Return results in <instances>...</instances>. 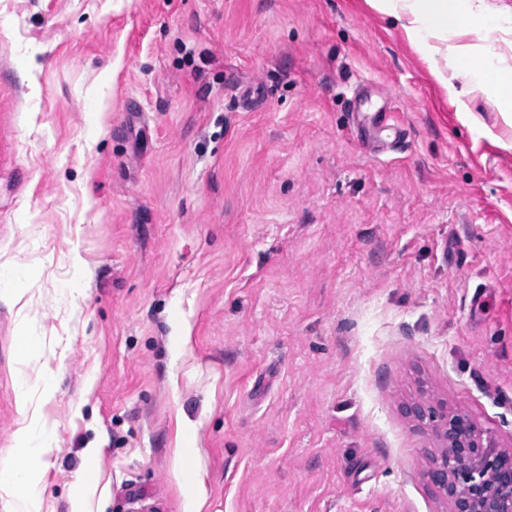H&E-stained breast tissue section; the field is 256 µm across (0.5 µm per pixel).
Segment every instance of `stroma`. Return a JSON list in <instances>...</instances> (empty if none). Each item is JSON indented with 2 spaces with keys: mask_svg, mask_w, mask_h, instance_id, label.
<instances>
[{
  "mask_svg": "<svg viewBox=\"0 0 512 512\" xmlns=\"http://www.w3.org/2000/svg\"><path fill=\"white\" fill-rule=\"evenodd\" d=\"M453 67L369 0H0V452L26 391L41 512L89 448L91 512H186L188 451L205 512H444L431 393L512 448V125Z\"/></svg>",
  "mask_w": 512,
  "mask_h": 512,
  "instance_id": "stroma-1",
  "label": "stroma"
}]
</instances>
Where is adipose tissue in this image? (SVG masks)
<instances>
[{"instance_id": "obj_1", "label": "adipose tissue", "mask_w": 512, "mask_h": 512, "mask_svg": "<svg viewBox=\"0 0 512 512\" xmlns=\"http://www.w3.org/2000/svg\"><path fill=\"white\" fill-rule=\"evenodd\" d=\"M381 12L401 23L410 41L423 52L432 51L433 41L468 33L498 31L496 20L480 13L464 11L462 0H371ZM454 52V76L467 87H490L503 115L512 114V71L494 65L478 54L474 46H457ZM54 433L39 416L14 437L15 457L0 465V489L13 498V512H41L38 479L31 465L33 458L54 448Z\"/></svg>"}]
</instances>
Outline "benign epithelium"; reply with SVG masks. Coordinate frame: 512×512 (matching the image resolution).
I'll return each mask as SVG.
<instances>
[{
  "instance_id": "obj_1",
  "label": "benign epithelium",
  "mask_w": 512,
  "mask_h": 512,
  "mask_svg": "<svg viewBox=\"0 0 512 512\" xmlns=\"http://www.w3.org/2000/svg\"><path fill=\"white\" fill-rule=\"evenodd\" d=\"M408 412L441 441L428 478L449 502V512H512V451L442 402L413 404Z\"/></svg>"
}]
</instances>
